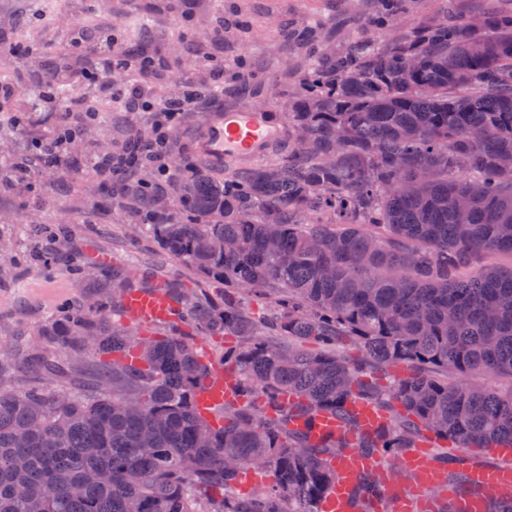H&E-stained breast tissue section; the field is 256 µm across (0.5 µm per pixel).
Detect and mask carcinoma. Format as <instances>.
<instances>
[{"instance_id": "carcinoma-1", "label": "carcinoma", "mask_w": 512, "mask_h": 512, "mask_svg": "<svg viewBox=\"0 0 512 512\" xmlns=\"http://www.w3.org/2000/svg\"><path fill=\"white\" fill-rule=\"evenodd\" d=\"M403 0H380L368 24L387 31ZM316 49L317 64L288 98V153L231 176L184 165L168 191L151 141L128 130L139 172L125 211L172 259L224 285L206 299L178 282L165 291L179 321L166 336L112 321L135 280L112 276L98 307L68 305L33 338L79 354L62 369L42 357L38 385L0 382V512H318L344 448L396 464L425 436L469 451L512 443V389L471 386L448 374L512 378V11H478L346 51ZM252 294L270 304L253 319ZM236 336L205 352L185 332ZM358 344L362 378L336 352ZM94 369L92 391L57 383ZM215 366L242 398L213 427L194 400ZM360 397L389 413L385 428L311 441L315 416L345 413ZM269 470L273 486L246 494L242 469ZM380 467L358 492L379 490Z\"/></svg>"}]
</instances>
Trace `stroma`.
Instances as JSON below:
<instances>
[{
    "label": "stroma",
    "mask_w": 512,
    "mask_h": 512,
    "mask_svg": "<svg viewBox=\"0 0 512 512\" xmlns=\"http://www.w3.org/2000/svg\"><path fill=\"white\" fill-rule=\"evenodd\" d=\"M376 8L377 0H0V84L28 92L51 78L57 62L78 61V31L92 35L109 28L119 49L155 60L149 75L133 61L124 76L125 83H143L153 102H161L182 76L205 80L210 70L221 71L223 92L180 113L168 133L175 150L197 163L196 143L226 110L258 107L276 128L286 127L288 95L312 62L291 47L289 27L325 31L339 51L355 41L377 44L380 36L365 26ZM500 9H512V0H411L400 27L433 21L447 10L465 16ZM25 48L40 51L39 65L23 63ZM62 89L69 96H92L80 78ZM92 98L100 114L97 134L80 150L68 151L66 171L36 167L10 187L0 186V239L11 244L0 257L10 269L0 275V358L17 390L33 381L27 334L47 325L60 305L81 301L92 291L72 274V266L94 268L103 285L111 284L116 268L157 283L178 279L189 288L202 285L192 269L172 261L152 238L135 234L93 164L94 153L115 144L120 130L154 125V114L128 111L118 97ZM58 121V112L50 109L21 120L16 111L0 108V172L33 153L37 141L52 137ZM43 225L61 231L62 262L32 260L35 230Z\"/></svg>",
    "instance_id": "1"
}]
</instances>
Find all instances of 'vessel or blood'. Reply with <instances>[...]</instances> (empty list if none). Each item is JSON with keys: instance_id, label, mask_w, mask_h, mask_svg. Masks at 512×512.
Returning <instances> with one entry per match:
<instances>
[{"instance_id": "vessel-or-blood-1", "label": "vessel or blood", "mask_w": 512, "mask_h": 512, "mask_svg": "<svg viewBox=\"0 0 512 512\" xmlns=\"http://www.w3.org/2000/svg\"><path fill=\"white\" fill-rule=\"evenodd\" d=\"M277 138L266 115L246 109L229 111L213 124L200 147V155L213 164L223 163L227 158L256 157L262 154ZM127 314L133 319L152 323L170 319L175 305L162 289L151 291L136 289L124 301ZM232 383L224 379L223 367H216L197 394L199 407L210 410L220 404L224 397L232 395ZM499 465H488L475 455L465 456L463 465L476 493L461 494L455 486L439 488L440 500L448 501L454 512H486L485 494L495 493L504 501L512 500V447L501 446L498 450ZM375 456L360 448H350L334 464L335 479L324 493L319 512H353L351 491L360 476L374 467ZM402 466L413 479L412 489L399 488L392 478H385L379 495L373 502L375 512H430L431 504L425 491L436 485V477L443 466L434 459L428 446L410 449L402 459Z\"/></svg>"}]
</instances>
